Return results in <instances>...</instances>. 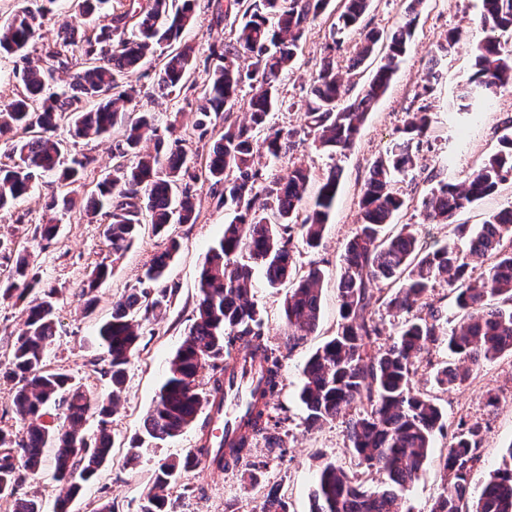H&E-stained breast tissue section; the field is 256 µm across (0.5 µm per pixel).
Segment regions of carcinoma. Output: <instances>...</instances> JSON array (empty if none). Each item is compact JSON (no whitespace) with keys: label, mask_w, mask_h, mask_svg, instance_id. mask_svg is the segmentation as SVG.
<instances>
[{"label":"carcinoma","mask_w":512,"mask_h":512,"mask_svg":"<svg viewBox=\"0 0 512 512\" xmlns=\"http://www.w3.org/2000/svg\"><path fill=\"white\" fill-rule=\"evenodd\" d=\"M108 2L75 0L74 22L58 30L54 46L45 51L44 65L28 62L14 73L22 89L0 108V141L14 157L12 164L0 167V212L25 199L41 177L53 175L65 186L83 179L90 160L67 156L65 140L57 135L60 130L75 141L124 128L114 145L122 162L97 183L87 201L79 204L68 193L47 204L50 211H70L79 204L92 219L106 217L105 235L114 255L132 245L146 222L162 234L172 224L195 221L192 182L199 177L223 186L218 203L233 217L207 253L195 321L170 362L158 400L144 420L143 435L130 445L127 458L131 463L139 460L145 439L174 438L196 423L200 451L209 452L207 420L200 414L224 394V375L234 356L248 353L262 363L263 385L246 419L216 450L215 464L226 469L250 457L258 439H272L270 410L281 389L284 355L264 338L250 295L254 269L261 268L273 288L288 284L284 302L288 345L313 333L320 320L321 271L311 267L302 273L297 268L293 232L300 229L306 246H318L336 200L341 170L335 168L323 179L315 207L302 221L298 209L309 180L306 170H292L274 188L261 190L259 181L260 159L278 158L288 149V139L280 131L266 128L270 113L285 105L279 87L295 65L301 40L331 0H224L217 23L228 26L232 37L210 46L216 64L208 71L195 122L200 137L210 134L218 139L199 175L191 171L179 141L170 143L158 133L154 113L138 110L140 90L128 84V77L151 56L158 66L155 91L174 100L196 66L195 46L181 43L194 22L196 0L145 4L128 0L127 9L111 15L95 36L82 33L78 21ZM370 2L337 0L336 32L360 30L361 47L345 76L330 63L323 64L306 104L314 142L331 152L354 145L361 123L387 91L411 42L418 6L424 0H410L403 18L385 36L361 26ZM54 3L40 0L36 8L19 10L0 24V56L27 59L42 18ZM480 22L487 36L473 48L474 72L452 100L455 112H474L475 100L512 85V50L504 47V39L512 38V0H483ZM462 39V31L448 32L434 50V61L452 54ZM378 52L380 64L358 95L344 102L353 72ZM236 108L245 112L247 122L231 120ZM431 122L425 106L409 113L399 140L370 167L359 203V224L340 268L338 330L306 361L299 393L311 428L356 410L347 421L352 454L358 465L386 476L385 488L370 490L344 467L326 461L318 471L313 512H410L404 493L423 471L435 432L445 427L434 399L413 389L418 355L442 335L438 312L431 310L424 318L409 316L413 309L428 306L433 279L447 277L449 291L463 312L447 342L458 364L437 374L439 385H460L481 361L512 353L511 206L491 215L475 232L457 225L458 235L469 239L470 255L492 259L477 278L455 249L446 245L425 250L409 224L393 236H381L383 227L405 206L392 189L394 175L415 167V151ZM147 139L154 141V152L143 154L141 143ZM499 144L500 149L466 180H438L422 199L426 220L452 224L460 209L512 178V119L504 123ZM128 157L133 158L130 165L123 163ZM178 249L177 240L169 239L138 285L113 303L110 318L99 327L104 374L111 385L102 395L46 364L47 347L56 335V291L42 285L26 255L0 241V256L9 262L0 277V296L27 300L24 328L13 340L7 362L0 365L1 377L21 383L13 406L26 422L21 431L0 427V500H11L12 512H43L36 500L16 497L24 472L39 470L43 449H55L54 476L65 488L53 512H67L83 484L112 458L110 417L120 403L127 366L140 336L138 316L167 310L173 289L165 284L164 273ZM110 274L105 264L92 270L80 288L85 310L94 308L96 292ZM380 301L408 318L392 344L374 351L381 328L371 306ZM219 359L224 364H217ZM207 366L210 388L201 392L198 377ZM51 407L62 415L55 428L44 421ZM90 414L98 418L93 435L84 431ZM481 432L477 423H459L444 457L451 480L430 512H512V445L503 466L489 474L478 498L469 501ZM193 465L187 456L177 463H162L140 512H167L166 488ZM261 512H288V503L271 492Z\"/></svg>","instance_id":"1"}]
</instances>
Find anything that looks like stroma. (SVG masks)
I'll return each mask as SVG.
<instances>
[{
	"instance_id": "1",
	"label": "stroma",
	"mask_w": 512,
	"mask_h": 512,
	"mask_svg": "<svg viewBox=\"0 0 512 512\" xmlns=\"http://www.w3.org/2000/svg\"><path fill=\"white\" fill-rule=\"evenodd\" d=\"M223 3L224 0H197L189 34L198 42L199 59H206L210 44L224 36L216 25L217 9ZM481 11L482 0H424L412 42L389 89L367 116L353 147L342 153L316 147L306 126L305 104L313 78L324 61H331L336 71H346L360 35L355 30L343 34L336 51L329 53L325 46L332 40L333 10H326L311 24L300 44L295 68L281 85L286 104L271 119L273 128L292 132L293 137L280 159L263 161L262 183L267 186L282 180L297 167L308 169L311 180L299 207L300 215L304 216L313 209L323 178L332 168L342 171L336 204L319 246L313 250L301 246L296 251L299 266H314L323 273L319 327L314 334L303 337L283 359L282 390L274 407L278 422L276 443L258 440L250 458L233 469L206 472L195 468L181 473L166 491L169 512H260L262 494L272 487L287 501L288 512H310L318 467L326 460L355 470L368 488L381 486L382 474L355 468L344 420L316 429L307 427L306 413L298 399L302 369L307 358L336 334L337 281L346 244L358 226L361 190L371 164L385 156L397 140L408 112L427 106L432 131L419 149L415 169L394 179V188L404 198L405 207L395 223L386 227V234H395L401 225L409 224L423 247L432 249L456 241V225L478 226L492 214L512 206L510 180L458 212L454 223H427L420 215V202L434 185L433 174L443 167L449 180L466 179L486 156L498 149L501 128L512 119V85L498 89L479 105L477 112H453L448 107L473 73L471 50L484 37L478 24ZM455 29L464 32V40L442 60L443 80L431 93H423L435 45ZM206 80L204 67H196L172 103L175 113H168L171 103L158 96H145L138 104L139 109L155 112L159 129H173L200 168L213 146L212 139H199L194 128ZM112 147L109 137L93 136L79 142L77 152L86 155L90 163L82 186L76 189L78 196H85L111 169ZM193 189V223L171 225L164 237L153 234L150 227H143L138 239L117 259L106 240L104 224L89 220L79 209L60 215V230L52 241L34 237L35 226L50 216V198L62 190L53 178L40 180L12 211L0 212V237L16 241L19 249L29 253L34 271L46 286L56 291L57 333L46 354L47 365L68 372L99 393L109 387L101 361L103 350L97 341L99 324L109 318L113 301L136 285L153 256L165 248L168 238L180 243L167 271V282L176 289L172 303L163 315L143 321L137 349L128 365L126 390L111 417L112 459L73 500L70 512H95L105 501L112 503L115 512H139L158 465L187 456L192 442L198 438L199 431L193 426L174 439L145 444L137 463L126 461L127 449L141 434L169 364L195 319L199 273L209 248L223 236L228 220L210 182L198 181ZM100 263L112 264V276L99 288L97 303L87 312L77 296L78 288ZM286 294V288L268 287L262 272H254L253 301L261 314L265 337L270 345L280 348L288 342ZM419 359L422 367L413 386L432 396L446 416V426L434 436V448L422 475L407 493L413 512H429L448 482L442 458L459 419L479 423L483 428L480 459L471 475L472 490L481 489L512 446V353H503L476 367L466 382L449 389L435 382L436 373L453 361L446 345L428 347ZM491 393L498 397L492 407L487 404ZM53 456V449H45L42 470L28 475L18 490L20 497L40 501L45 512H52L61 493L52 478Z\"/></svg>"
}]
</instances>
